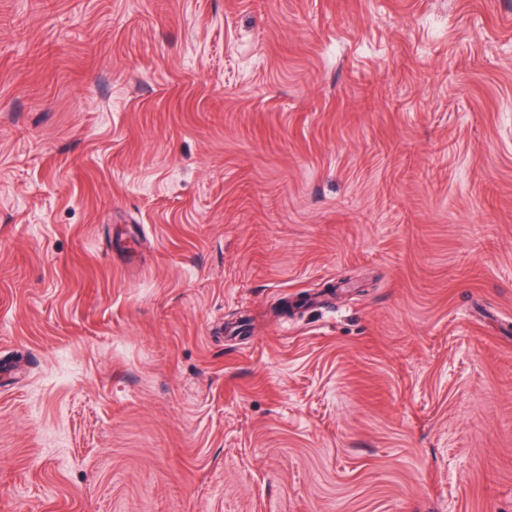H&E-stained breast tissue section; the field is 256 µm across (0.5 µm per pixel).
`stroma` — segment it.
<instances>
[{
	"label": "stroma",
	"instance_id": "35a3bbf8",
	"mask_svg": "<svg viewBox=\"0 0 512 512\" xmlns=\"http://www.w3.org/2000/svg\"><path fill=\"white\" fill-rule=\"evenodd\" d=\"M0 512H512V0H0Z\"/></svg>",
	"mask_w": 512,
	"mask_h": 512
}]
</instances>
